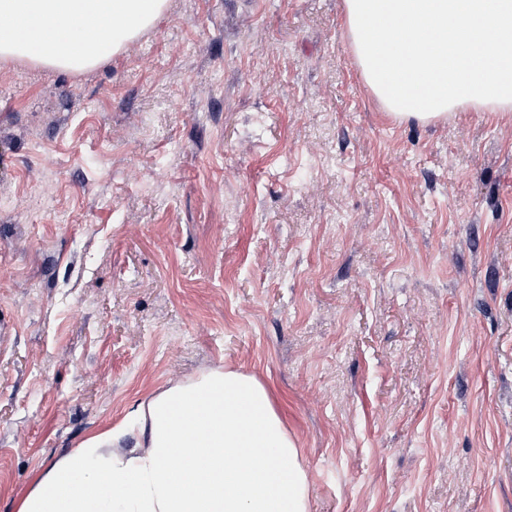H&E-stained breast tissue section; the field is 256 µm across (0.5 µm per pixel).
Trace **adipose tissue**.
Returning <instances> with one entry per match:
<instances>
[{
  "label": "adipose tissue",
  "mask_w": 512,
  "mask_h": 512,
  "mask_svg": "<svg viewBox=\"0 0 512 512\" xmlns=\"http://www.w3.org/2000/svg\"><path fill=\"white\" fill-rule=\"evenodd\" d=\"M168 0H0V57L82 72L151 29ZM362 77L400 121L512 112V0H343ZM99 38L88 39L89 30ZM136 447L124 448L130 428ZM17 512H309L300 450L270 389L220 367L139 404L45 466Z\"/></svg>",
  "instance_id": "1"
}]
</instances>
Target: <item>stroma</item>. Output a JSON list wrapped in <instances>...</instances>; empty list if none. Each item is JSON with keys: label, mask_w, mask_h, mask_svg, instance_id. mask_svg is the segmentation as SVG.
<instances>
[{"label": "stroma", "mask_w": 512, "mask_h": 512, "mask_svg": "<svg viewBox=\"0 0 512 512\" xmlns=\"http://www.w3.org/2000/svg\"><path fill=\"white\" fill-rule=\"evenodd\" d=\"M343 0H169L72 73L0 57V512L224 365L310 512H512V112L393 119Z\"/></svg>", "instance_id": "obj_1"}]
</instances>
